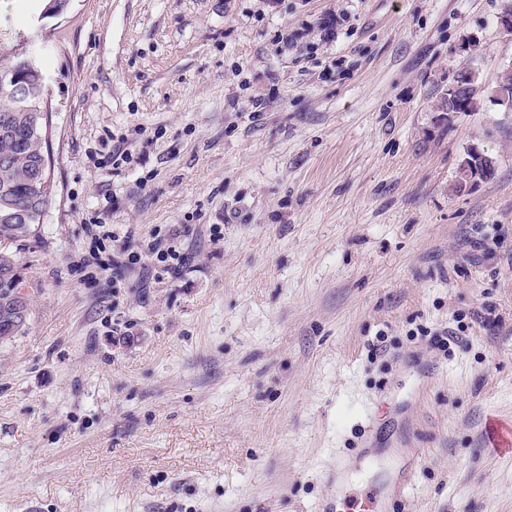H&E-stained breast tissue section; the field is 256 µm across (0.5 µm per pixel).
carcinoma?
I'll return each instance as SVG.
<instances>
[{
	"mask_svg": "<svg viewBox=\"0 0 512 512\" xmlns=\"http://www.w3.org/2000/svg\"><path fill=\"white\" fill-rule=\"evenodd\" d=\"M44 88L26 82L25 98L0 83V281H20L16 248L35 235L50 202L52 187L44 169L47 126L42 122ZM11 289L0 286V339L17 335L29 313L14 307Z\"/></svg>",
	"mask_w": 512,
	"mask_h": 512,
	"instance_id": "1",
	"label": "carcinoma"
}]
</instances>
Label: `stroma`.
<instances>
[{
	"label": "stroma",
	"instance_id": "35a3bbf8",
	"mask_svg": "<svg viewBox=\"0 0 512 512\" xmlns=\"http://www.w3.org/2000/svg\"><path fill=\"white\" fill-rule=\"evenodd\" d=\"M47 3L0 0L54 185L0 340V512H316L370 433L353 490L413 454L396 512H512L482 438L512 419V0ZM464 65L476 109L442 111ZM475 152L494 172L460 187ZM88 224L140 263L108 271Z\"/></svg>",
	"mask_w": 512,
	"mask_h": 512
}]
</instances>
